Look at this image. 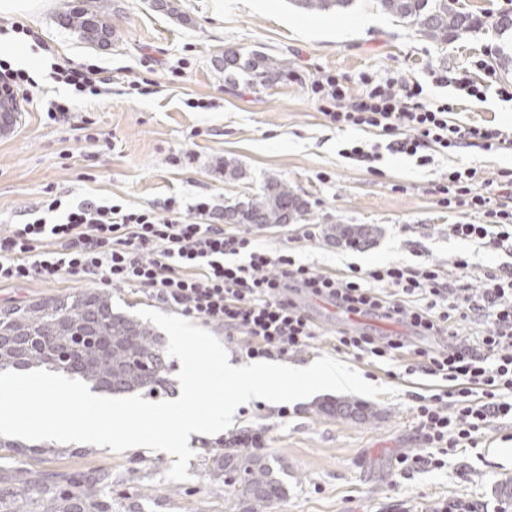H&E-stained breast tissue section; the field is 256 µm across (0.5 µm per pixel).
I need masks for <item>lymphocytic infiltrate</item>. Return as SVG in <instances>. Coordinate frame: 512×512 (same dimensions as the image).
<instances>
[{
	"instance_id": "obj_1",
	"label": "lymphocytic infiltrate",
	"mask_w": 512,
	"mask_h": 512,
	"mask_svg": "<svg viewBox=\"0 0 512 512\" xmlns=\"http://www.w3.org/2000/svg\"><path fill=\"white\" fill-rule=\"evenodd\" d=\"M464 98L482 99L496 89L512 101V85L498 83L485 68L481 80L465 72L438 75ZM351 92L337 75L312 81L321 114L337 129L367 132L350 142L344 158L364 165L382 151L432 163L434 154L470 147L508 149L512 130L486 122H457L449 104L424 98V88L405 76L381 82L363 78ZM473 167H452L431 192L448 208L482 214L480 224H452L449 235L512 253V169L499 173L497 192L482 189ZM44 214L0 231V284L54 282L81 277L107 286L130 287L163 305L223 326L246 339L247 357L274 358L302 351L319 327L295 297L331 300L343 311L405 324L419 336L449 338L443 350L408 348L398 336L379 337L355 329L336 334L337 347L369 362L404 363L406 375L424 372L448 381L446 390L416 395L413 407L423 451L398 457L401 469L435 470L449 450L476 447L492 424L512 422V266L487 272L480 291L466 283L469 262L441 265L392 262L365 272H318L296 263L285 250L261 249L248 232L225 233L212 223L203 199L183 206L167 198L156 208L87 200L64 207L43 202ZM480 321L478 343L458 328Z\"/></svg>"
}]
</instances>
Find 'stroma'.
I'll return each mask as SVG.
<instances>
[{
  "mask_svg": "<svg viewBox=\"0 0 512 512\" xmlns=\"http://www.w3.org/2000/svg\"><path fill=\"white\" fill-rule=\"evenodd\" d=\"M83 0H45L20 17L42 44L32 73L44 98L71 97L75 112L48 122L38 106L22 104L10 129L0 131V230L28 220L53 194L70 205L83 200L116 201L133 207L162 205L170 197L190 205L208 198L216 212L247 200L271 177L288 182L308 203L303 222L256 224L257 245L289 249L298 263L318 271L363 270L391 262H433L451 268L461 256L471 263L467 281L479 287L486 270L512 262L472 241L449 237L452 224H479L482 216L451 210L430 187L448 167L470 166L483 179L512 168V150L472 148L435 155L428 165L384 154L376 171L340 156L346 138L318 111L309 89L323 74L344 76L352 90L361 79L404 75L420 82L428 101H456L455 119L512 126V102L495 91L484 100L457 99L453 87L436 84L433 72L473 68L488 60L497 79L512 83V33L483 27L440 46L384 12L378 0H354L344 11L313 14L288 0H173L177 14L154 0H107L112 40L84 41L58 18ZM286 58L285 76L267 83L220 70L224 52ZM88 65L105 82L99 96H76L72 86L49 78L51 63ZM237 169L236 178L224 175ZM330 224H366L373 234L351 248L325 236ZM312 228L314 238L302 237ZM83 281L0 286V308L73 293ZM321 328L309 348L285 356L308 364L330 356L354 367L372 384L399 388L397 397L371 400L370 420L328 419L314 414L326 393L280 405L241 410L233 427L191 437L194 452L184 482L166 480L174 461L146 447L115 452L90 446L62 456L14 455L0 470L16 467L78 474L92 468L112 472V512H224V483L211 473V458L224 441L250 430L264 433L263 451L287 475V495L272 512H439L444 504L468 501L477 512H503L512 496V424H497L477 447L449 453L439 470L403 471L396 459L424 446L413 416V397L442 388L424 374L389 376L335 348L338 330L362 329L375 336H404L411 346L444 347L441 339L413 335L399 323L373 316L346 318L335 304L301 298Z\"/></svg>",
  "mask_w": 512,
  "mask_h": 512,
  "instance_id": "obj_1",
  "label": "stroma"
}]
</instances>
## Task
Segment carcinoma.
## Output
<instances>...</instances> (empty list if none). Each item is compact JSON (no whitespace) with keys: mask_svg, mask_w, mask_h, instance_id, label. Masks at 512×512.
Segmentation results:
<instances>
[{"mask_svg":"<svg viewBox=\"0 0 512 512\" xmlns=\"http://www.w3.org/2000/svg\"><path fill=\"white\" fill-rule=\"evenodd\" d=\"M297 8L314 13L338 12L352 0H289ZM386 13L416 28L426 40L446 44L461 39L483 24L459 0H378ZM106 5L92 9L66 7L64 25L92 43H103L112 36L104 20ZM288 69L287 63L273 56L246 59L236 51L224 53V73L231 78L238 72L252 74L262 84L274 81ZM307 203L288 183L275 178L265 181L260 191L224 209V219L235 224H288L304 218ZM370 228L356 230L333 224L328 235L350 246L357 239L372 235ZM43 368L63 371L103 394L134 391L154 394L171 386L169 360L162 337L154 328L112 307V294L99 288H84L55 298L35 299L0 309V371ZM316 414L327 418L376 415V410L349 400H333L316 407ZM16 454L58 456L75 453L68 448L24 445L0 440V450ZM213 473L224 479V503L231 512H268L271 504L286 496L284 481L259 452L225 445L224 452L212 459ZM112 472L99 468L67 482L51 472L27 468L13 470L0 486V512H112Z\"/></svg>","mask_w":512,"mask_h":512,"instance_id":"carcinoma-1","label":"carcinoma"}]
</instances>
